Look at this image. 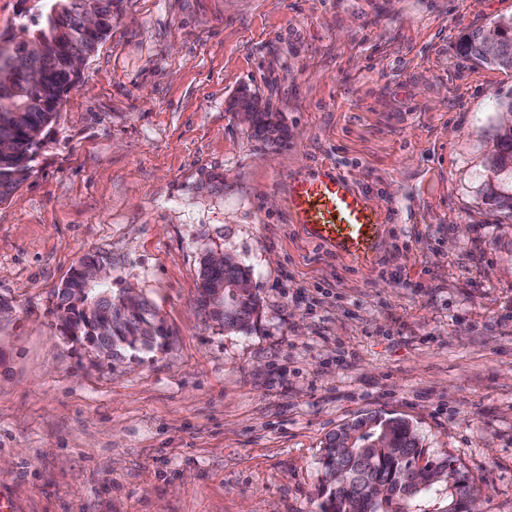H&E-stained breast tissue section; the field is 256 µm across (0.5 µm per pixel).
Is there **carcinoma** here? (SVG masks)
Wrapping results in <instances>:
<instances>
[{"label":"carcinoma","mask_w":512,"mask_h":512,"mask_svg":"<svg viewBox=\"0 0 512 512\" xmlns=\"http://www.w3.org/2000/svg\"><path fill=\"white\" fill-rule=\"evenodd\" d=\"M112 16V0H42L41 13L21 26V40L0 37V200L27 177L30 162L38 148L42 130L55 113L50 104L67 71L89 57L112 28L107 24L96 33L85 31L86 19L95 15ZM497 37L501 57L491 62L505 71L512 69V23L504 18L493 27L471 36L467 55L485 64L480 44ZM31 44L47 53L30 52L41 79L36 80L14 66ZM245 119L255 134L269 138L281 131L272 112L262 110L258 101L249 100ZM512 164V128L500 129L496 153L487 159L490 171ZM486 197L501 209L512 212V193L492 184ZM251 282V270L234 261L214 267L202 260L199 295L215 293L226 283ZM101 288L112 300H102L99 311L88 316L69 306L65 323L73 336H88L104 329L112 336V356L125 352L152 351L165 345L168 330L160 324L157 312L145 299L131 303L127 290L116 293L112 283ZM259 299L251 288H242L231 300L218 299L209 315L229 333L248 331L257 314ZM157 322L154 341L139 339L145 326ZM322 474L320 512H462L461 504L479 492L470 474L446 451L423 447L416 429L402 418L370 414L341 425L328 436L319 457Z\"/></svg>","instance_id":"cac0c4a2"}]
</instances>
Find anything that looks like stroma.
<instances>
[{"label": "stroma", "instance_id": "stroma-1", "mask_svg": "<svg viewBox=\"0 0 512 512\" xmlns=\"http://www.w3.org/2000/svg\"><path fill=\"white\" fill-rule=\"evenodd\" d=\"M512 0H114L112 29L0 201V495L16 512H319L327 436L417 428L512 512V215L483 195L512 72L462 52ZM283 134L255 135L240 91ZM332 164L384 217L358 268L288 216ZM222 183L214 184L210 174ZM260 317L199 305L206 253ZM88 254L168 345L117 362L62 339ZM209 255L202 260L198 286L199 295L214 294L215 288H218L217 296L224 295V300L220 297L212 305L206 303L212 308L208 312L211 319L218 322L226 332H246L251 328L254 316L258 312L257 294L253 288H240L231 301H228L227 292H224L223 288H239L235 284L224 286L226 283L251 282V270L232 258H229V262L225 266L213 267L210 264Z\"/></svg>", "mask_w": 512, "mask_h": 512}]
</instances>
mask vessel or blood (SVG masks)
Returning <instances> with one entry per match:
<instances>
[{
  "instance_id": "obj_1",
  "label": "vessel or blood",
  "mask_w": 512,
  "mask_h": 512,
  "mask_svg": "<svg viewBox=\"0 0 512 512\" xmlns=\"http://www.w3.org/2000/svg\"><path fill=\"white\" fill-rule=\"evenodd\" d=\"M289 212L312 241L354 264L370 266L378 252L383 218L345 176L327 168L317 176L296 178L290 186Z\"/></svg>"
}]
</instances>
